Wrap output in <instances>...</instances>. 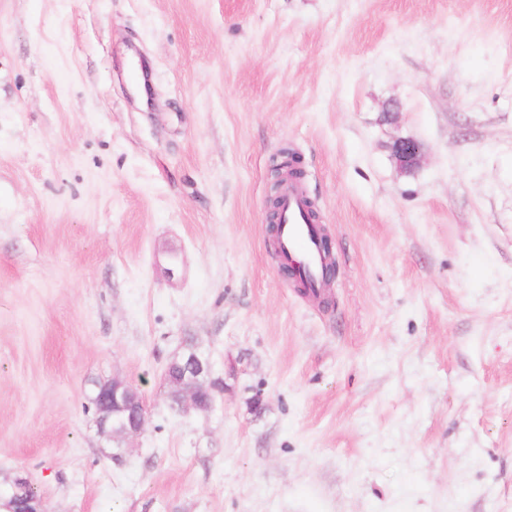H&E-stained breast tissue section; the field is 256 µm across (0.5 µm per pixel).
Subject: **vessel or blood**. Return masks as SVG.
Masks as SVG:
<instances>
[{"label": "vessel or blood", "mask_w": 512, "mask_h": 512, "mask_svg": "<svg viewBox=\"0 0 512 512\" xmlns=\"http://www.w3.org/2000/svg\"><path fill=\"white\" fill-rule=\"evenodd\" d=\"M278 230L279 251L285 262L295 269L312 288H320L325 274L320 234L306 220L307 205L303 193L296 188L285 190L281 201Z\"/></svg>", "instance_id": "obj_1"}]
</instances>
